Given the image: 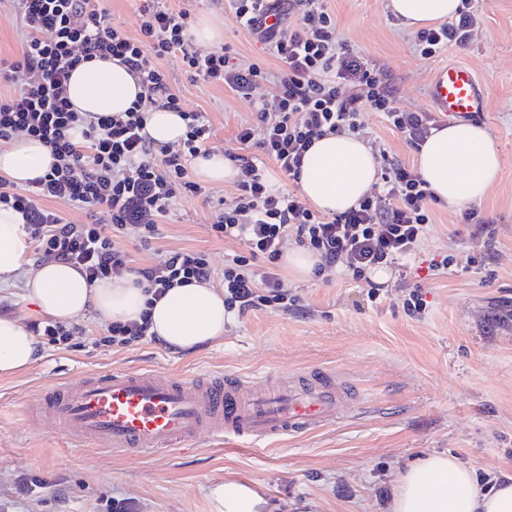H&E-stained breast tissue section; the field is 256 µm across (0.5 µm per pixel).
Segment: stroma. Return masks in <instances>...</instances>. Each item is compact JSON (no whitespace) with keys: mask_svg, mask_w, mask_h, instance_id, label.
<instances>
[{"mask_svg":"<svg viewBox=\"0 0 512 512\" xmlns=\"http://www.w3.org/2000/svg\"><path fill=\"white\" fill-rule=\"evenodd\" d=\"M387 0H325L344 40L384 70L397 106L427 112L430 81L449 65L473 70L485 89L478 117L503 160L498 182L474 207L495 224L491 250L475 226L446 203L415 260L389 267L377 300L366 282L340 269L299 281L284 275L300 297L297 310L255 311L232 318L224 338L191 355L143 341L115 348L100 343L106 328L78 321L70 347L46 346L44 357L20 374L0 376V512H110L115 501L129 512H209L208 488L227 477L252 483L279 512L293 503L320 501L321 512H387L398 473L422 457L452 453L478 479L512 474V0H476L482 22L467 47H451L432 60L414 51V34L399 26ZM196 17L224 24V43L247 62L276 70V61L234 15L229 0H196ZM161 66L186 110L206 113L210 151L237 148L242 120L271 106L262 83L251 100L191 80L181 54ZM363 139L378 163H413L414 151L382 114L364 110ZM209 197L180 199L160 222L162 236L131 246L133 264L155 263L172 248L207 254L215 280L237 243L213 237L218 201L230 200L232 183L210 185ZM478 263H471V256ZM448 268L429 272L431 261ZM421 286L427 308L408 315L404 300ZM150 365L169 373L210 369L227 374L300 370L335 372L361 401L353 418L302 438L255 448L248 442L205 444L160 456L116 455L71 447L51 420L26 411L42 387L87 371Z\"/></svg>","mask_w":512,"mask_h":512,"instance_id":"stroma-1","label":"stroma"}]
</instances>
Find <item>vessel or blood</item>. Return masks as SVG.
I'll return each mask as SVG.
<instances>
[{"instance_id":"b4317fda","label":"vessel or blood","mask_w":512,"mask_h":512,"mask_svg":"<svg viewBox=\"0 0 512 512\" xmlns=\"http://www.w3.org/2000/svg\"><path fill=\"white\" fill-rule=\"evenodd\" d=\"M484 97L465 66L442 68L429 85L435 114L446 120L479 115ZM356 409L335 373L322 370L276 380L263 372L116 368L57 382L36 403L37 414L52 419L72 446L139 455L182 451L204 436L243 438L260 447L316 433Z\"/></svg>"}]
</instances>
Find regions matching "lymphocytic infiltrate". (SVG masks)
Segmentation results:
<instances>
[{
	"label": "lymphocytic infiltrate",
	"instance_id": "lymphocytic-infiltrate-1",
	"mask_svg": "<svg viewBox=\"0 0 512 512\" xmlns=\"http://www.w3.org/2000/svg\"><path fill=\"white\" fill-rule=\"evenodd\" d=\"M23 23L20 52L0 58V142L33 137L49 147L54 162L41 177L17 187L0 176V206L22 214L35 251L77 268L88 282L137 274L148 294L160 299L170 288L210 281L204 252L160 251L149 267L133 268L124 243L159 238V222L180 198L206 189L192 180L189 163L206 154L211 136L202 112L185 111L160 61L178 52L191 78L250 100L263 82L273 87L271 107L240 124L238 144L259 156L229 153L237 174L235 193L219 208L212 235L243 244L224 265V309L288 312L299 297L285 289L278 261L287 242L316 253L318 271L340 268L364 280L376 267L416 256L432 223L436 201L427 182L409 165L389 161L374 194L357 206L328 215L308 208L294 193L273 187L270 168L297 179L305 152L326 134L362 136L364 108L382 113L412 148H420L437 121L428 112H404L395 104L385 74L342 39L323 0H231L236 20L269 48L277 72L246 64L222 47L193 49L189 7L168 8L163 0L140 9L138 35L111 23L99 0H6ZM481 18L472 0H462L450 21L417 31L414 48L429 60L449 46L466 47ZM93 58L115 60L137 79L140 94L118 116L85 119L72 108L67 83L74 68ZM352 85L342 95L341 85ZM181 113L185 132L178 145H159L145 132L148 112ZM81 138H74V129ZM85 213L73 222L64 207ZM266 268L254 265L256 258Z\"/></svg>",
	"mask_w": 512,
	"mask_h": 512
}]
</instances>
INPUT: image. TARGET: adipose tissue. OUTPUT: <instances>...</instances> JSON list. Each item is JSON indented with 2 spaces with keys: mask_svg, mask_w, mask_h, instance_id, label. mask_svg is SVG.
<instances>
[{
  "mask_svg": "<svg viewBox=\"0 0 512 512\" xmlns=\"http://www.w3.org/2000/svg\"><path fill=\"white\" fill-rule=\"evenodd\" d=\"M460 0H388L390 12L410 30L454 17ZM140 87L117 61L87 60L74 70L68 97L76 111L90 116L125 112ZM53 162L47 146L31 137L0 148V174L15 184L45 175ZM500 151L489 130L454 123L432 131L416 153V170L434 195L451 206L483 199L498 181ZM378 162L361 138L328 134L305 154L298 184L302 197L318 211L339 214L367 195L377 180ZM28 270L27 298L41 314L63 323L84 316L101 324L139 320L149 312L151 332L180 353L224 336L229 315L224 291L212 283L170 289L149 302L135 277L88 284L75 268L57 260H32V241L21 214L0 208V282ZM43 346L18 318L0 316V375L13 376L38 362ZM210 512H272L267 499L245 481L227 478L208 493ZM389 512H512V475L478 486L474 471L451 454H432L400 474Z\"/></svg>",
  "mask_w": 512,
  "mask_h": 512,
  "instance_id": "1",
  "label": "adipose tissue"
}]
</instances>
